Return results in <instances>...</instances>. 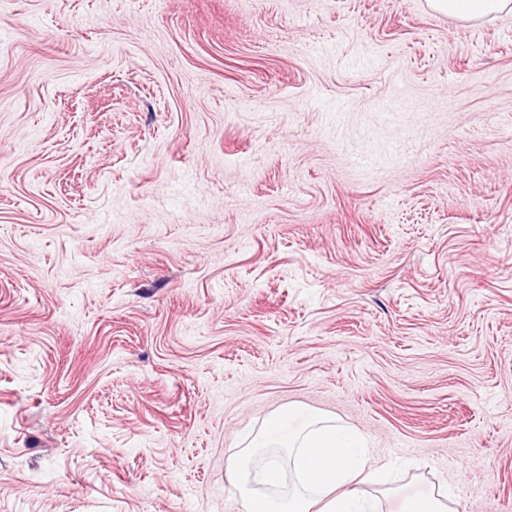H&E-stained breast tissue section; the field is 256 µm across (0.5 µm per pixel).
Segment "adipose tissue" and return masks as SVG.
Returning a JSON list of instances; mask_svg holds the SVG:
<instances>
[{"label":"adipose tissue","instance_id":"obj_1","mask_svg":"<svg viewBox=\"0 0 512 512\" xmlns=\"http://www.w3.org/2000/svg\"><path fill=\"white\" fill-rule=\"evenodd\" d=\"M439 13L475 20L512 9V0H429ZM297 486L283 492L286 474ZM377 475L361 446L334 421L307 414L297 427L284 424L283 415L269 425L227 466V477L248 512H312L322 502V512H359L360 487Z\"/></svg>","mask_w":512,"mask_h":512}]
</instances>
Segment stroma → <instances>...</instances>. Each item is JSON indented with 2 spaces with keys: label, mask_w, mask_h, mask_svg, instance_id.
Wrapping results in <instances>:
<instances>
[{
  "label": "stroma",
  "mask_w": 512,
  "mask_h": 512,
  "mask_svg": "<svg viewBox=\"0 0 512 512\" xmlns=\"http://www.w3.org/2000/svg\"><path fill=\"white\" fill-rule=\"evenodd\" d=\"M292 411L512 512V12L0 0V512H246Z\"/></svg>",
  "instance_id": "obj_1"
}]
</instances>
